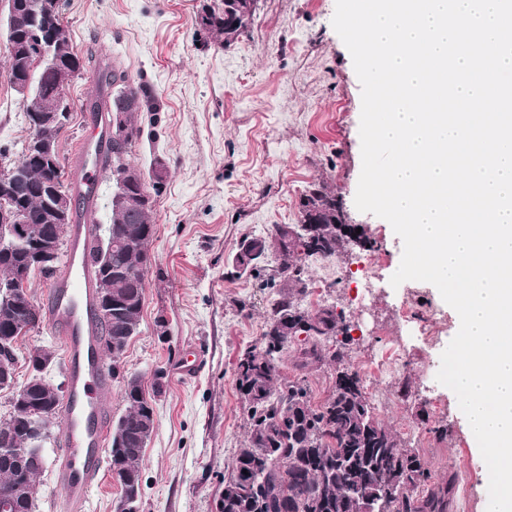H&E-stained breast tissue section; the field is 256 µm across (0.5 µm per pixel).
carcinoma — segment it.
I'll use <instances>...</instances> for the list:
<instances>
[{
	"label": "carcinoma",
	"mask_w": 512,
	"mask_h": 512,
	"mask_svg": "<svg viewBox=\"0 0 512 512\" xmlns=\"http://www.w3.org/2000/svg\"><path fill=\"white\" fill-rule=\"evenodd\" d=\"M21 12L13 18L18 50L8 55L6 77L10 84L28 87L25 109L27 129L37 126L40 114L60 112V126L52 128L53 143L71 118L70 104L59 105L56 71L76 73L86 62L74 52L62 23L61 11L45 15L34 9L38 0H20ZM220 7H205L198 23L211 38L229 44L243 34L242 17L251 12L253 0H221ZM55 32L57 47L49 65L41 63L43 45L37 33ZM98 86L111 89L108 111L122 101L128 112L129 132L123 139L109 138L112 153L107 168L112 176L133 169L132 146L141 138L139 116L159 111L157 98L144 84H132L125 74L108 67L97 69ZM22 179L6 200L24 218L39 227L48 223L56 194L70 193L63 170L45 164L29 148L15 160ZM167 170L159 163L150 180L129 177L124 186H114L110 223L104 235H95L91 246L94 274L106 267L126 271L112 293L122 299L112 318L99 317L102 337L110 348L112 378L120 375L119 359L129 341L139 332L147 276L141 273L149 259L148 246L155 233L154 197ZM302 221L307 223L302 240L281 242L282 226L265 237L245 239L236 254L241 271H258L269 251L279 264L268 274L266 284L278 288L266 310L261 342L246 349L238 359L236 387L247 409V444L234 457L218 512H449L455 477L432 482L430 470L419 452L404 448L395 434L374 416L363 378L345 363V351L332 352L336 363L331 392L320 404L312 402L303 382L287 381L281 373L282 357L289 344L304 336L296 350L294 367L307 371L321 363L325 347L338 336L349 335L350 326L330 308L311 314L300 303L308 288L303 259L332 258L347 252L348 227L336 197L325 186L313 185L300 202ZM28 252L18 249L0 254V341L5 359L16 363L19 344L43 321L39 308H17L4 299L14 290L15 268L27 263ZM142 382L123 378L125 412L112 425L113 479L129 499L141 494L142 461L155 427L154 408L140 398ZM35 416L27 407L12 406L9 418L0 420V448H16L31 431ZM47 457L20 463L0 459V500L16 499L13 512H35V481L45 471ZM403 485L414 493L394 497Z\"/></svg>",
	"instance_id": "carcinoma-1"
}]
</instances>
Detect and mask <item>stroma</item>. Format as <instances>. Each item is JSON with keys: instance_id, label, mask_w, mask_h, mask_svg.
<instances>
[{"instance_id": "stroma-1", "label": "stroma", "mask_w": 512, "mask_h": 512, "mask_svg": "<svg viewBox=\"0 0 512 512\" xmlns=\"http://www.w3.org/2000/svg\"><path fill=\"white\" fill-rule=\"evenodd\" d=\"M214 0H61L64 27L80 55L112 64L147 84L161 110L140 116L143 135L131 160L143 172L164 163L155 195V236L139 333L121 357V371L152 388L156 428L145 450L139 512H216L224 476L246 440L247 411L236 388L242 352L260 342L276 295L233 257L243 237L300 223L299 200L327 186L353 223L366 225L373 250L352 248L345 261L313 256L305 268L307 310L335 307L350 325L347 364L361 370L401 343L407 354L395 374L368 384L376 418L403 447L418 449L435 478L458 475L451 512H486L487 466L455 393L436 380L440 356L458 330L456 314L427 282L392 287L403 243L384 219L356 209L362 167L361 85L351 55L332 26L335 0H261L251 26L222 47L201 37L195 18ZM7 0H0V148L17 159L28 136L25 102L6 75ZM72 119L59 139L62 164L88 134L96 99L91 72L66 91ZM378 256L374 300L359 306L358 288L337 276ZM428 316L434 335L419 333L409 312ZM46 349L66 379L64 350L47 324L28 333L16 379L28 358ZM448 423L447 440L430 434ZM48 463L38 478L35 512H60L57 482L62 426L54 424Z\"/></svg>"}]
</instances>
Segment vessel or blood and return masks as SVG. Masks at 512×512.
Wrapping results in <instances>:
<instances>
[{"mask_svg":"<svg viewBox=\"0 0 512 512\" xmlns=\"http://www.w3.org/2000/svg\"><path fill=\"white\" fill-rule=\"evenodd\" d=\"M87 124L89 134L72 159V189L81 205L71 226L63 271L54 280L44 307L45 321L65 352L70 388L63 407L59 458L62 512H84L89 491L99 478L106 402L112 394V377L100 352L94 278L86 251L100 197L101 167L94 157L106 150L104 113L88 114Z\"/></svg>","mask_w":512,"mask_h":512,"instance_id":"vessel-or-blood-1","label":"vessel or blood"}]
</instances>
